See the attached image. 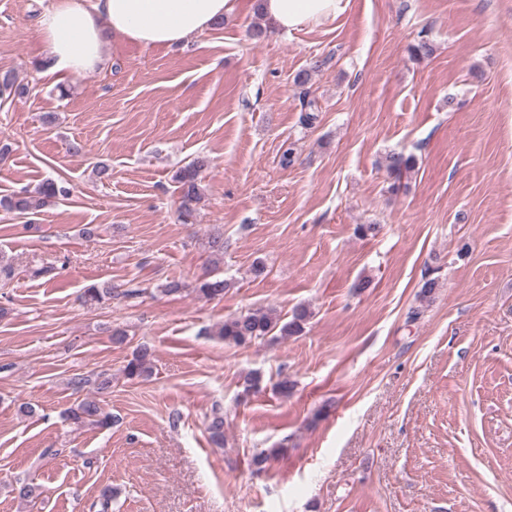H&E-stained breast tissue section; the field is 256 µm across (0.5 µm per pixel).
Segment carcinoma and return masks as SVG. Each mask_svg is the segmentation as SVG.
<instances>
[{"label":"carcinoma","instance_id":"carcinoma-1","mask_svg":"<svg viewBox=\"0 0 512 512\" xmlns=\"http://www.w3.org/2000/svg\"><path fill=\"white\" fill-rule=\"evenodd\" d=\"M309 95L310 92L305 90L300 98V123L305 127L314 125L318 119L316 101L309 98ZM385 162L387 171L397 181L414 171L416 166L413 156L396 153L387 155ZM208 164L207 157L198 156L191 163L177 170L174 175L181 194L179 217L185 223L193 217L196 205L203 197L201 173ZM68 194L67 187L47 181L33 191L25 190L12 196L7 201V206L17 215L26 217L37 213L51 200ZM227 288L229 283L226 280L208 274L197 281L193 292L201 299L211 300L224 297ZM140 294V289L122 284L94 283L84 288L82 299L90 305H104L114 299H133ZM310 316L311 312L304 305L295 307L287 320L282 318L274 308H259L224 320V323L218 327L216 335L223 339L224 343L236 346L267 336L282 338L299 336L304 331ZM153 362L154 354L151 347L146 344L139 345L132 351L131 357L124 366L125 376L131 380L147 378L152 374ZM72 385L77 388L91 385L96 392L102 394L112 388V377L106 373H99L93 379L77 377L72 381ZM64 416L79 428L87 426L104 428L112 424V414L105 411L100 401L94 397H87L77 402L64 412ZM207 431L215 443L224 442V409L218 404L212 407L207 417ZM14 491L16 498L25 505L36 504L43 494L42 486L32 480L17 481Z\"/></svg>","mask_w":512,"mask_h":512}]
</instances>
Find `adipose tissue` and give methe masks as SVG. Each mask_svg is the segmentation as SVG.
Masks as SVG:
<instances>
[{"instance_id": "adipose-tissue-1", "label": "adipose tissue", "mask_w": 512, "mask_h": 512, "mask_svg": "<svg viewBox=\"0 0 512 512\" xmlns=\"http://www.w3.org/2000/svg\"><path fill=\"white\" fill-rule=\"evenodd\" d=\"M342 0H259L264 17L290 33L336 14ZM234 0H53L38 20L46 49L43 76L58 79L104 63L110 37L172 46L216 26Z\"/></svg>"}]
</instances>
